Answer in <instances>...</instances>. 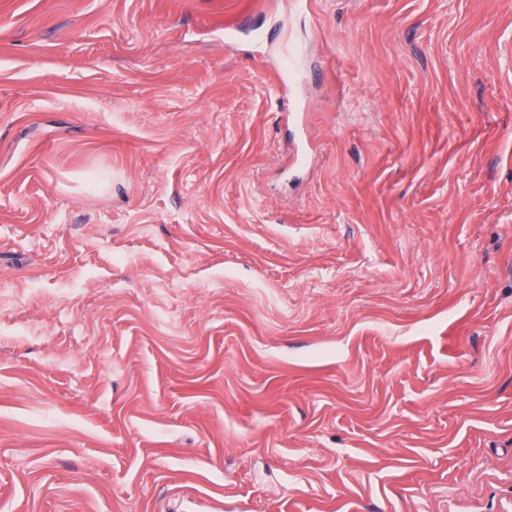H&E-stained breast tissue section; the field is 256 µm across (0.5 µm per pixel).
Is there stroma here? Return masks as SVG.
<instances>
[{"label": "stroma", "instance_id": "obj_1", "mask_svg": "<svg viewBox=\"0 0 512 512\" xmlns=\"http://www.w3.org/2000/svg\"><path fill=\"white\" fill-rule=\"evenodd\" d=\"M0 512H512V0H0Z\"/></svg>", "mask_w": 512, "mask_h": 512}]
</instances>
